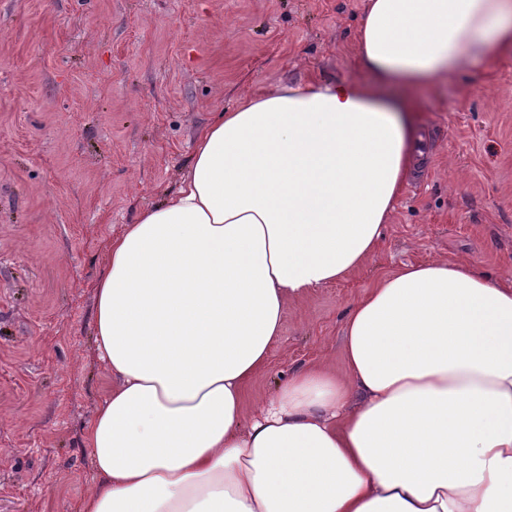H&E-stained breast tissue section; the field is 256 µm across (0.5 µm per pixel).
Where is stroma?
I'll list each match as a JSON object with an SVG mask.
<instances>
[{
	"label": "stroma",
	"mask_w": 512,
	"mask_h": 512,
	"mask_svg": "<svg viewBox=\"0 0 512 512\" xmlns=\"http://www.w3.org/2000/svg\"><path fill=\"white\" fill-rule=\"evenodd\" d=\"M364 0H0V512H79L109 240L174 193L195 135L248 95L353 78ZM425 162L377 252L284 308L252 417L308 367L346 377L342 325L375 281L444 258L512 277V56L412 94Z\"/></svg>",
	"instance_id": "obj_1"
}]
</instances>
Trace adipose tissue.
Returning a JSON list of instances; mask_svg holds the SVG:
<instances>
[{"mask_svg":"<svg viewBox=\"0 0 512 512\" xmlns=\"http://www.w3.org/2000/svg\"><path fill=\"white\" fill-rule=\"evenodd\" d=\"M356 51L376 84L244 97L112 238L81 512H512V284L467 263L384 274L345 316V380L302 370L244 419L288 301L378 249L411 91L512 55V0H366Z\"/></svg>","mask_w":512,"mask_h":512,"instance_id":"ef3b65f1","label":"adipose tissue"}]
</instances>
